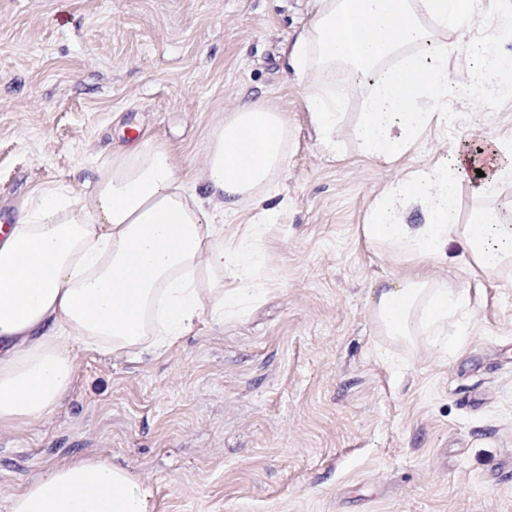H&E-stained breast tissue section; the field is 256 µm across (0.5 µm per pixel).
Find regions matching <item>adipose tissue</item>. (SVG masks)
Segmentation results:
<instances>
[{
	"label": "adipose tissue",
	"instance_id": "adipose-tissue-1",
	"mask_svg": "<svg viewBox=\"0 0 512 512\" xmlns=\"http://www.w3.org/2000/svg\"><path fill=\"white\" fill-rule=\"evenodd\" d=\"M474 7V0H323L290 62L303 79L336 61L368 76L358 134L371 156L393 160L433 118L420 99H441L450 89L448 48L436 42L434 27L463 24ZM411 45L431 46V57L414 54L398 68L384 66ZM286 130L283 114L258 102L232 113L210 141L213 186L232 199L267 182L286 162ZM469 175L468 156L459 152L413 183L396 184V195L438 184L428 224L408 236L388 201L367 225L368 236L432 255L458 236L481 268L511 261L512 225L498 223L496 211L457 222V190ZM220 232L174 180L168 151L149 139L113 156L91 202L49 194L24 209L0 241V427L54 410L71 383L64 336L123 353L148 335L162 347L188 333L203 304L223 315L222 284L204 293L197 280L228 266L247 279L260 257L245 243L225 249L215 240ZM421 300V322L431 330L463 304L452 289L427 291L422 279L383 289L376 310L390 335H411ZM7 512H156V506L152 488L127 470L76 457L52 466Z\"/></svg>",
	"mask_w": 512,
	"mask_h": 512
}]
</instances>
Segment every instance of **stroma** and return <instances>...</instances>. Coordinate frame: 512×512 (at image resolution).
<instances>
[{
  "instance_id": "35a3bbf8",
  "label": "stroma",
  "mask_w": 512,
  "mask_h": 512,
  "mask_svg": "<svg viewBox=\"0 0 512 512\" xmlns=\"http://www.w3.org/2000/svg\"><path fill=\"white\" fill-rule=\"evenodd\" d=\"M321 0H0V207L60 192L89 199L113 155L161 143L224 245L262 257L223 320L202 313L166 348L69 344L55 410L0 427V512L74 455L111 462L155 492L156 512H512V265L484 270L451 239L437 255L368 239L393 184L463 141L512 146V92L478 43L512 0H476L438 29L453 87L397 159L357 137L366 87L336 126L307 109L326 85L290 64ZM70 22L59 27L58 13ZM483 83L481 96L470 95ZM262 102L288 122L287 161L226 205L208 146L225 118ZM512 202V175L459 189L457 221ZM420 277L462 295L440 335L377 319L381 288Z\"/></svg>"
}]
</instances>
